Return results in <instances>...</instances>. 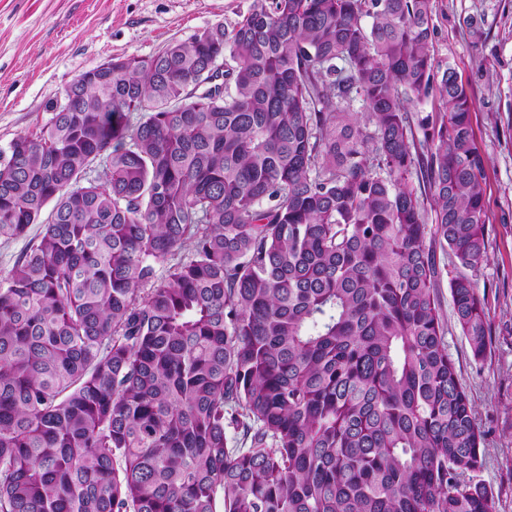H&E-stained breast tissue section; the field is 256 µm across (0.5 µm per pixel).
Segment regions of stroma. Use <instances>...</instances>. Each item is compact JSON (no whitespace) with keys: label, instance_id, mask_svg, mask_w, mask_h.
<instances>
[{"label":"stroma","instance_id":"35a3bbf8","mask_svg":"<svg viewBox=\"0 0 512 512\" xmlns=\"http://www.w3.org/2000/svg\"><path fill=\"white\" fill-rule=\"evenodd\" d=\"M252 0H0V148L39 132L79 74L118 57L148 58ZM437 70L456 69L472 101L474 143L485 161L488 260L477 277L492 336L474 362L459 334L447 276L437 292L448 352L485 432L481 479L495 512H512V0H434Z\"/></svg>","mask_w":512,"mask_h":512}]
</instances>
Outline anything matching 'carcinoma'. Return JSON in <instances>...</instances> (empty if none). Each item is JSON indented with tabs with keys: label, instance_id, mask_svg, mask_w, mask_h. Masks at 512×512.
Segmentation results:
<instances>
[{
	"label": "carcinoma",
	"instance_id": "cac0c4a2",
	"mask_svg": "<svg viewBox=\"0 0 512 512\" xmlns=\"http://www.w3.org/2000/svg\"><path fill=\"white\" fill-rule=\"evenodd\" d=\"M432 12L252 0L0 149V236L43 223L0 278V512H493L436 261L482 363L485 164ZM407 110L408 112H411L413 118L412 130L418 139L421 134L416 126L417 118L424 117L426 115H433L435 117V114L439 112L438 97L433 92L428 97L422 98L419 101L408 103Z\"/></svg>",
	"mask_w": 512,
	"mask_h": 512
}]
</instances>
